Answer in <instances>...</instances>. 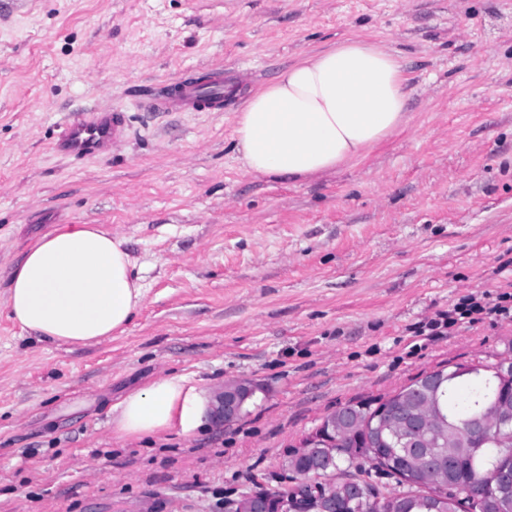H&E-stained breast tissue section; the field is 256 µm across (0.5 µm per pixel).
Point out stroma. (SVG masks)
Segmentation results:
<instances>
[{
  "mask_svg": "<svg viewBox=\"0 0 512 512\" xmlns=\"http://www.w3.org/2000/svg\"><path fill=\"white\" fill-rule=\"evenodd\" d=\"M388 47L409 126L299 182L247 174L248 96L346 38ZM224 72V109L162 112ZM121 113L119 145L62 150ZM119 236L145 296L125 333L39 342L8 317L43 235ZM512 292V0H0V512H229L284 488L285 461L340 406L442 366L512 356V318L416 324ZM160 375L254 392L187 439L118 440L112 403Z\"/></svg>",
  "mask_w": 512,
  "mask_h": 512,
  "instance_id": "1",
  "label": "stroma"
}]
</instances>
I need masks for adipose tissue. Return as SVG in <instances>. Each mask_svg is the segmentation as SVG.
<instances>
[{
    "instance_id": "adipose-tissue-1",
    "label": "adipose tissue",
    "mask_w": 512,
    "mask_h": 512,
    "mask_svg": "<svg viewBox=\"0 0 512 512\" xmlns=\"http://www.w3.org/2000/svg\"><path fill=\"white\" fill-rule=\"evenodd\" d=\"M406 79L385 46L345 39L307 55L254 92L236 117L238 159L253 177L299 181L364 158L408 126ZM144 299L121 239L67 224L31 246L11 275L9 316L41 341L86 347L124 333ZM213 388L159 376L111 407L130 440L170 430L193 438L210 422Z\"/></svg>"
}]
</instances>
